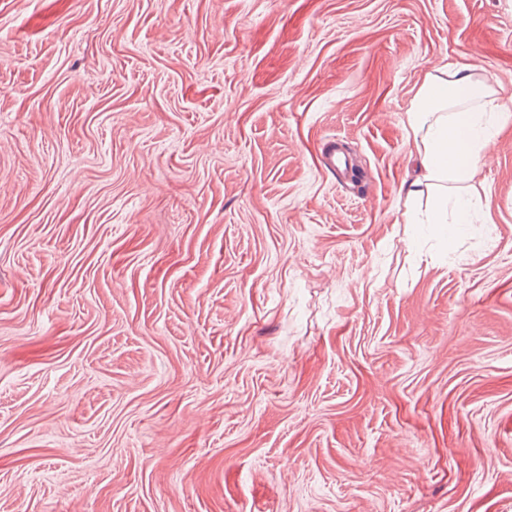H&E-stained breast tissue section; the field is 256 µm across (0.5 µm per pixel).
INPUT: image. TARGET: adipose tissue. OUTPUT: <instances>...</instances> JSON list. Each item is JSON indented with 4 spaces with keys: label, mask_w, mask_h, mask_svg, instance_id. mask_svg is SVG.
<instances>
[{
    "label": "adipose tissue",
    "mask_w": 512,
    "mask_h": 512,
    "mask_svg": "<svg viewBox=\"0 0 512 512\" xmlns=\"http://www.w3.org/2000/svg\"><path fill=\"white\" fill-rule=\"evenodd\" d=\"M511 117L500 110L488 79L470 68L451 67L428 76L408 114L420 171L404 189L409 200L433 185L445 189L426 223L458 228L475 223L467 184L497 128Z\"/></svg>",
    "instance_id": "ef3b65f1"
}]
</instances>
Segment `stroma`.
<instances>
[{
  "label": "stroma",
  "mask_w": 512,
  "mask_h": 512,
  "mask_svg": "<svg viewBox=\"0 0 512 512\" xmlns=\"http://www.w3.org/2000/svg\"><path fill=\"white\" fill-rule=\"evenodd\" d=\"M451 66L512 109V0H0V512H512V120L405 221Z\"/></svg>",
  "instance_id": "stroma-1"
}]
</instances>
